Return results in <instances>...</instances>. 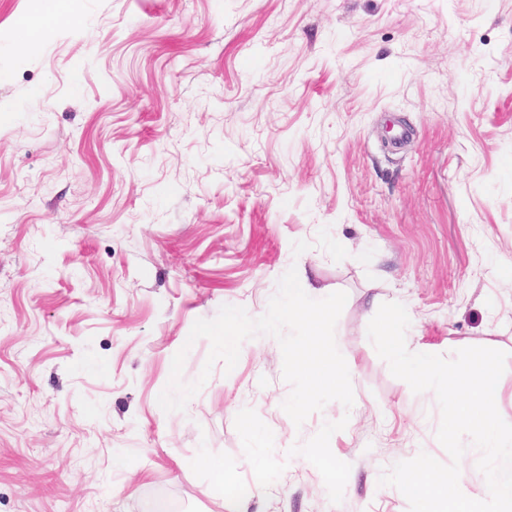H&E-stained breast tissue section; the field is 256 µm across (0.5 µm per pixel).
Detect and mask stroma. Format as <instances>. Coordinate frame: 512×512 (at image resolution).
I'll return each instance as SVG.
<instances>
[{
  "mask_svg": "<svg viewBox=\"0 0 512 512\" xmlns=\"http://www.w3.org/2000/svg\"><path fill=\"white\" fill-rule=\"evenodd\" d=\"M78 23L14 48L39 0H0V512H409L379 483L429 448L440 410L367 335L402 303L409 348L507 353L512 423V0H65ZM297 268L343 291L354 404L340 504L289 459L269 335L216 362L184 411L221 306L262 316ZM209 451L218 468L197 465Z\"/></svg>",
  "mask_w": 512,
  "mask_h": 512,
  "instance_id": "1",
  "label": "stroma"
}]
</instances>
